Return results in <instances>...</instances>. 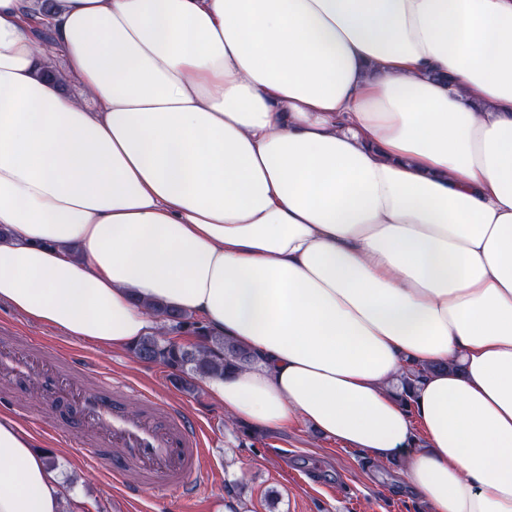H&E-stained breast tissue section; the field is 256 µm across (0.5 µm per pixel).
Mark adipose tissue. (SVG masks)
I'll return each instance as SVG.
<instances>
[{
    "label": "adipose tissue",
    "instance_id": "adipose-tissue-1",
    "mask_svg": "<svg viewBox=\"0 0 512 512\" xmlns=\"http://www.w3.org/2000/svg\"><path fill=\"white\" fill-rule=\"evenodd\" d=\"M0 301L115 349L189 313L254 356L237 422L512 512V0H0ZM66 502L1 420L0 512Z\"/></svg>",
    "mask_w": 512,
    "mask_h": 512
}]
</instances>
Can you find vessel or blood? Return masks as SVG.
I'll list each match as a JSON object with an SVG mask.
<instances>
[{"label":"vessel or blood","mask_w":512,"mask_h":512,"mask_svg":"<svg viewBox=\"0 0 512 512\" xmlns=\"http://www.w3.org/2000/svg\"><path fill=\"white\" fill-rule=\"evenodd\" d=\"M0 377L17 390L36 392L40 406L23 411V418H51L54 429L82 449L86 460L111 465L120 491L173 486L191 504L206 488L208 480L199 469L202 426L176 402L145 391L139 412L130 413L124 387L96 377L89 364L30 340L0 341Z\"/></svg>","instance_id":"b4317fda"}]
</instances>
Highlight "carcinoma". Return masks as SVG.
I'll use <instances>...</instances> for the list:
<instances>
[{
	"instance_id": "1",
	"label": "carcinoma",
	"mask_w": 512,
	"mask_h": 512,
	"mask_svg": "<svg viewBox=\"0 0 512 512\" xmlns=\"http://www.w3.org/2000/svg\"><path fill=\"white\" fill-rule=\"evenodd\" d=\"M152 312L169 323L170 331L190 333L195 342L184 345L171 336L147 335L133 344L130 354L146 363H156L169 369L172 382L179 388L194 379L224 377V370L252 364L253 356L245 348L209 333L201 322L182 312L169 311L154 304Z\"/></svg>"
}]
</instances>
